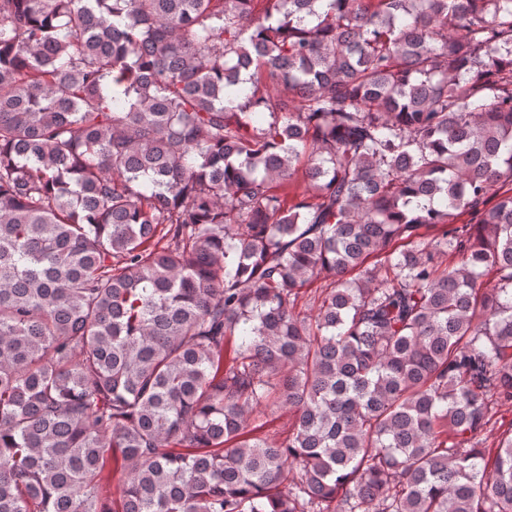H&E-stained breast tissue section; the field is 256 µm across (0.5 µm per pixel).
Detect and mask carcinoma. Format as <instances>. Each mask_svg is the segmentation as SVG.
Listing matches in <instances>:
<instances>
[{"mask_svg": "<svg viewBox=\"0 0 512 512\" xmlns=\"http://www.w3.org/2000/svg\"><path fill=\"white\" fill-rule=\"evenodd\" d=\"M254 2L0 0V512H512V0ZM486 421L483 439L487 448H493L501 430L512 422V406L489 403ZM123 476L119 468L115 467L110 454L104 464L103 483L101 495L107 507L112 509V501H118L122 489Z\"/></svg>", "mask_w": 512, "mask_h": 512, "instance_id": "1", "label": "carcinoma"}]
</instances>
